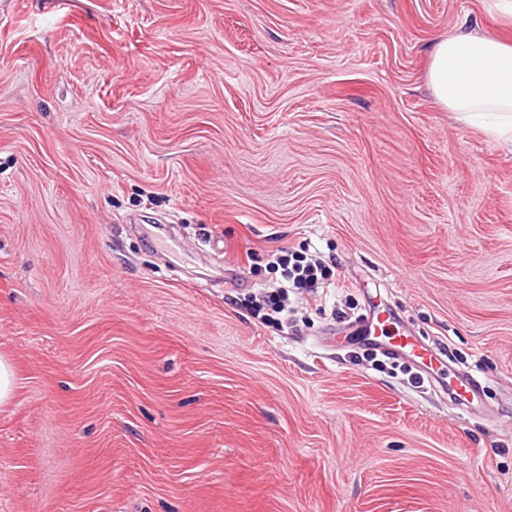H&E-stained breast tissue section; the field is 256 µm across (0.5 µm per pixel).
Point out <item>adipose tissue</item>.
Listing matches in <instances>:
<instances>
[{"label":"adipose tissue","instance_id":"1","mask_svg":"<svg viewBox=\"0 0 512 512\" xmlns=\"http://www.w3.org/2000/svg\"><path fill=\"white\" fill-rule=\"evenodd\" d=\"M427 81L458 122L482 127L512 149V44L461 26L434 45Z\"/></svg>","mask_w":512,"mask_h":512}]
</instances>
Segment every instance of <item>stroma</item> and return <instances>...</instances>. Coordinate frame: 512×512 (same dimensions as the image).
<instances>
[{"label":"stroma","instance_id":"obj_1","mask_svg":"<svg viewBox=\"0 0 512 512\" xmlns=\"http://www.w3.org/2000/svg\"><path fill=\"white\" fill-rule=\"evenodd\" d=\"M484 2L0 0V512H512V151L426 82ZM281 247L341 287L268 327ZM378 307L371 309L364 322L353 325L355 343L376 349L392 359L410 357L423 367L427 366L424 361L426 349L413 336L400 334L398 331L390 332L387 329L390 316L385 315Z\"/></svg>","mask_w":512,"mask_h":512}]
</instances>
